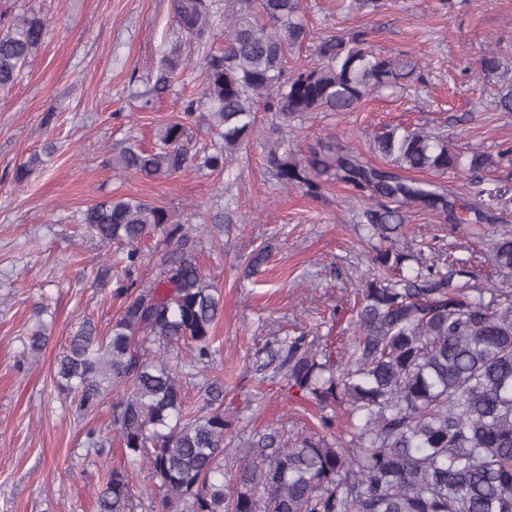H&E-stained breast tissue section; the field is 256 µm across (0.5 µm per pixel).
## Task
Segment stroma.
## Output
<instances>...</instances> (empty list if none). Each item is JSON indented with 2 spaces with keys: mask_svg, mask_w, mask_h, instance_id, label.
I'll return each instance as SVG.
<instances>
[{
  "mask_svg": "<svg viewBox=\"0 0 512 512\" xmlns=\"http://www.w3.org/2000/svg\"><path fill=\"white\" fill-rule=\"evenodd\" d=\"M173 0H0V28L34 13L45 37L12 88L0 91V512H95L109 467L126 463L123 448L97 457L89 430L107 432L112 404L90 415L72 412L53 381L56 358L85 319L106 332L121 302L93 278L106 249L77 211L111 197L166 207L189 222L201 243L204 273L224 290L216 353L204 377L224 379V407L237 438L266 429L296 437L311 427L312 404L289 396L281 378L258 372L256 353L300 326L336 345L352 335L354 290L367 273L366 251L352 226L360 203L346 186L326 184L317 197L278 188L263 156L274 123L260 115L248 149L229 171L190 168L162 181L115 168L127 138L152 147L183 103L202 93L210 49L183 47L193 68L162 91L158 68L175 43ZM313 40L290 66L310 65L314 39L363 29L375 50L412 55L421 82L364 99L352 112H314L289 128L300 148L336 139L378 164L369 150L388 125L438 128L455 149L497 154L512 143V112L494 111L497 86L475 77L479 58H512V0H384L379 11L346 14L340 0H305ZM27 165L16 181L19 165ZM227 209L223 236L210 217ZM411 239L441 237L447 250L471 258L478 276L490 270L488 244L474 243L465 224L416 208L405 212ZM268 260L243 278L256 247ZM51 324L39 358L26 350L40 305Z\"/></svg>",
  "mask_w": 512,
  "mask_h": 512,
  "instance_id": "1",
  "label": "stroma"
}]
</instances>
